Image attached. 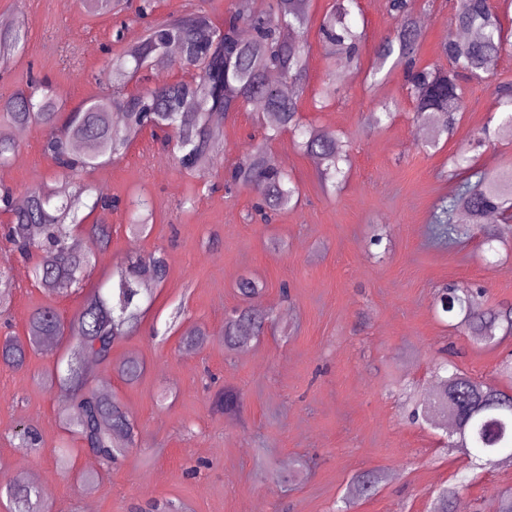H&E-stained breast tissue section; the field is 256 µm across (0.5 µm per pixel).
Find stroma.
Returning a JSON list of instances; mask_svg holds the SVG:
<instances>
[{
  "label": "stroma",
  "instance_id": "1",
  "mask_svg": "<svg viewBox=\"0 0 512 512\" xmlns=\"http://www.w3.org/2000/svg\"><path fill=\"white\" fill-rule=\"evenodd\" d=\"M329 0H311L308 34L310 87L334 79L339 99L321 110L302 102L306 121L342 132L351 169L336 195L326 194L312 157L301 153L290 134L271 144L302 190L300 203L273 223L250 219L249 190L225 194L224 171L210 170L202 181L181 173L150 133H143L124 159L98 168L87 181L101 192L129 200L145 196L153 207L147 235L129 233L126 208L112 211V243L96 252L87 288L100 286L113 266L133 253L164 250L169 273L164 284L149 286L152 303L138 331L117 343L112 360L85 359L93 387L116 395L139 424L136 447L96 486L86 472L98 470L86 451L73 454L68 468L56 464L66 434L58 421L68 399L49 374L61 349H40L24 368L0 365V480L41 476L50 491V512H137L151 500H177L185 512H337L356 474L380 470L388 478L375 496L352 512H427L439 488L467 472L466 459L448 454L440 430L409 423L404 408L410 393L430 394L434 364L442 353L470 376L495 384L512 336L488 347L455 333L437 314L433 297L447 283L476 285L485 303H512V223L499 227L496 256H486L480 236L448 244L435 239L430 214L448 191L443 177L457 148L477 138L501 111L498 85L512 83V53L500 56L495 75L465 84L467 108L452 135L437 148L414 119L401 69L364 80L373 60L374 40L394 21L387 0H358L356 20L370 38L359 62L345 66L328 56L316 29ZM428 24L417 57L419 65L445 64L443 34L452 15L444 0H419ZM24 17L29 40L10 70L0 77V95L25 83L28 75L48 77L64 110L97 91L93 75L105 47L122 51L141 32L131 27L124 43L113 36L110 15L87 16L79 0H0V17ZM395 104L391 124L372 126L367 115ZM255 108L231 115L223 124L221 157L244 154L263 130ZM45 131L26 127L18 151L0 182L16 197L29 187L56 179L45 156ZM386 228L381 246H369L374 229ZM283 248L275 249L271 240ZM0 270L13 294L6 308L11 333L25 338L30 314L49 305L70 318L82 300L68 291L45 293L31 279L9 244L0 239ZM249 276L264 286L258 305L272 315L267 333L245 352H228L222 338L224 317L239 306L236 284ZM205 326L204 347L182 342L184 329ZM139 354L145 370L136 383L113 368L129 353ZM399 386L389 387L390 378ZM240 391L238 419L214 412L219 387ZM40 435L36 450H17V426ZM512 488V462L474 476L460 501L467 512H489L495 495Z\"/></svg>",
  "mask_w": 512,
  "mask_h": 512
}]
</instances>
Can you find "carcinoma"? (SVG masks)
Returning a JSON list of instances; mask_svg holds the SVG:
<instances>
[{
  "mask_svg": "<svg viewBox=\"0 0 512 512\" xmlns=\"http://www.w3.org/2000/svg\"><path fill=\"white\" fill-rule=\"evenodd\" d=\"M309 0H241L217 22L211 16L191 12L178 18L153 16L152 0H142L137 18L148 20L131 50L110 55L94 75L100 92L60 119L62 106L52 84L30 79L10 95L0 97V167L10 164L17 151L9 127L38 125L46 131L44 152L60 168L58 182L27 190L26 205L14 203V190L0 182V215L3 234L15 251L31 263L30 272L47 292L58 288L82 291L79 309L64 321L55 308L44 306L30 316L26 339L6 336L0 340V363L13 368L26 364L30 350L49 341L66 347L65 371L51 375V383L65 392L73 409L60 410V423L68 441L62 445L59 462L65 466L74 452L71 445L92 448L102 468L110 470L136 446L139 426L121 401L100 393L89 385L80 369V357L90 354L100 362L112 359V347L138 328L148 299L145 285L164 283L168 275L165 253L153 251L130 256L112 269L110 286L83 291V281L92 265V247H106L112 241V227L103 216L118 207L119 201L98 191L92 203L88 192L76 179L98 166L123 158L137 137L146 130L162 136L172 147L179 168L189 175H203L222 166L225 188H244L257 199L255 214L267 222L272 214L288 210L301 200L299 184L285 167L270 155L268 144L279 132L289 131L298 149L319 161L322 188L330 193L342 186L349 157L335 130L305 124L300 116V97L309 88L310 45L305 33L310 28ZM93 16L111 14L114 0H81ZM357 0H332L321 18L318 35L322 45L337 56L355 60L367 40L366 30L351 21ZM395 21L392 32L380 37L374 48V63L368 78L373 79L387 62L405 66V89L417 118L427 128V145L437 147L442 136L454 127L464 111L465 92L458 84V72L482 80L493 74L498 57L512 49L504 34L500 15L490 0H459L450 5L451 28L444 35L442 53L450 67H415L422 41L416 23L417 0H388ZM247 29L248 39L241 37ZM28 28L25 19L0 27V70L9 69L25 48ZM184 52L180 63L197 70L192 83L172 82L142 87L128 92L130 83L144 68H171L177 62L168 56L171 45ZM339 87L333 80L314 90V104L336 98ZM263 104L271 123L269 134L251 145L235 163L226 166L211 153L212 142L223 136L224 119L247 108L250 100ZM500 129L512 132V88L500 92ZM465 146L448 159L449 191L431 214L435 234L459 242L480 234L488 250L499 240L497 228L484 223L487 215L498 214L512 220V169L486 172L475 168ZM153 209L146 199L135 203L129 229L146 231ZM243 305L224 319V349L234 351L258 339L269 315L253 306L263 293V285L241 278L236 285ZM481 291L448 285L434 297L438 313L457 320L456 328L485 345L496 342L495 331L512 335V308H484ZM129 384L144 371L141 358L129 354L115 366ZM436 375L433 394L418 398L408 413L413 422L429 425L437 418H456V408L471 407L476 413L463 420V442L473 465L480 469L496 466L494 447L484 443L481 428L495 419L512 430V386L505 391L480 382L457 368ZM213 409L233 416L240 411V393L227 387L217 393ZM384 476L379 471L353 477L343 502L345 509L376 494ZM468 476L441 488L430 503L429 512H454L457 498L467 489ZM9 512H42L39 490L30 484L0 483Z\"/></svg>",
  "mask_w": 512,
  "mask_h": 512,
  "instance_id": "cac0c4a2",
  "label": "carcinoma"
}]
</instances>
